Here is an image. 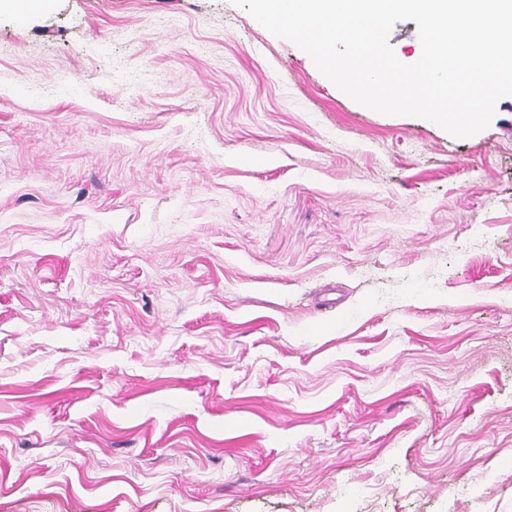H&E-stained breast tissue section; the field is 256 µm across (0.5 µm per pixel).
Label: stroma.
Wrapping results in <instances>:
<instances>
[{
    "label": "stroma",
    "mask_w": 512,
    "mask_h": 512,
    "mask_svg": "<svg viewBox=\"0 0 512 512\" xmlns=\"http://www.w3.org/2000/svg\"><path fill=\"white\" fill-rule=\"evenodd\" d=\"M0 512H512V96L456 139L232 0L1 7Z\"/></svg>",
    "instance_id": "stroma-1"
}]
</instances>
